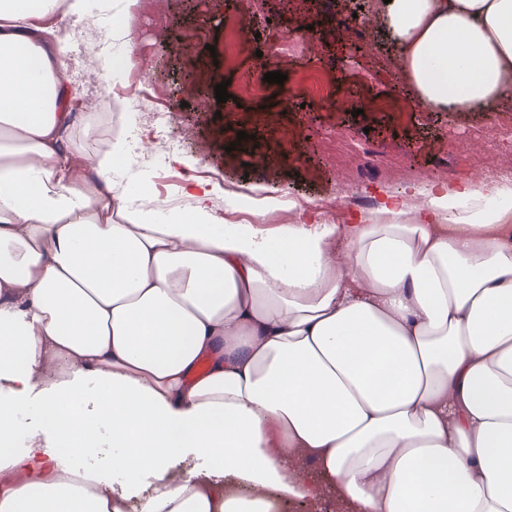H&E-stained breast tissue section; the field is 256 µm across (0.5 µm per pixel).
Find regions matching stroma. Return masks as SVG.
Instances as JSON below:
<instances>
[{"label":"stroma","mask_w":512,"mask_h":512,"mask_svg":"<svg viewBox=\"0 0 512 512\" xmlns=\"http://www.w3.org/2000/svg\"><path fill=\"white\" fill-rule=\"evenodd\" d=\"M67 18L58 32L66 49L64 82L73 118L64 145L86 154L96 138L138 137L110 177L118 190L140 189L162 213L188 214L195 201L188 179L211 189L222 224H252L253 204L265 201L264 229L304 221L348 223L370 214L390 194L434 184L486 180L495 160H512V95L490 112H432L420 105L401 71L399 47L379 20L378 0H60ZM357 17L344 38L339 21ZM112 41L114 90L101 99L86 73L94 53L87 25ZM312 42L288 63L265 62L284 83L264 93L239 92L258 52L292 39L298 25ZM192 39L191 52L177 46ZM235 95L222 111L217 84ZM353 100V108L342 100ZM104 107L109 121L87 134L86 113ZM164 112L157 128L148 113ZM246 139H238V132Z\"/></svg>","instance_id":"35a3bbf8"}]
</instances>
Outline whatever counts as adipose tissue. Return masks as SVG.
Returning <instances> with one entry per match:
<instances>
[{
  "instance_id": "adipose-tissue-1",
  "label": "adipose tissue",
  "mask_w": 512,
  "mask_h": 512,
  "mask_svg": "<svg viewBox=\"0 0 512 512\" xmlns=\"http://www.w3.org/2000/svg\"><path fill=\"white\" fill-rule=\"evenodd\" d=\"M54 6L0 0V512H127L145 474L140 512H512V186L271 234L217 223L205 189L188 215L130 207L125 140L93 181L62 154ZM379 13L421 104L504 97L512 0ZM65 447L113 449L124 485Z\"/></svg>"
}]
</instances>
